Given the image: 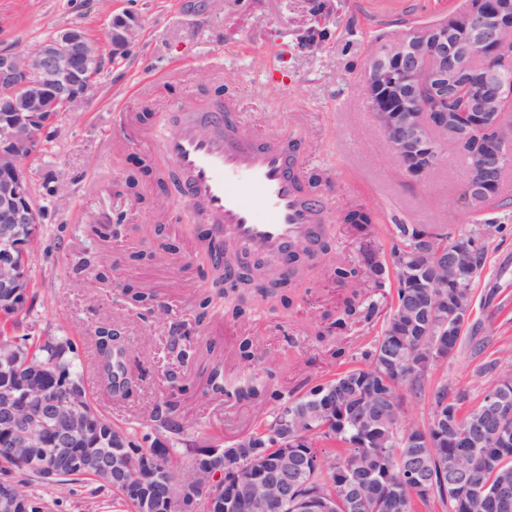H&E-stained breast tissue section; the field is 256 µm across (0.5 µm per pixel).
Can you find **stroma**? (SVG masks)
<instances>
[{
    "label": "stroma",
    "mask_w": 512,
    "mask_h": 512,
    "mask_svg": "<svg viewBox=\"0 0 512 512\" xmlns=\"http://www.w3.org/2000/svg\"><path fill=\"white\" fill-rule=\"evenodd\" d=\"M467 0H0V51L25 54L72 26L99 43L108 22L132 15L139 27L119 55L104 54L83 102L60 112L42 133L43 150L29 164L33 202L42 223L32 256V308L18 335L67 336L77 345L92 397L102 414L129 429L144 447L171 442L151 419L163 402L183 423L180 463L205 448H228L315 385L359 366L380 335L398 288L395 269L381 283L362 281L365 303L378 315L330 331V315L348 295L332 273L367 271L387 258L395 222L460 233L479 217L459 201L465 170L454 147L422 180L398 167L359 86L374 47L397 33L443 22ZM145 93L134 87L146 79ZM235 100L246 138L300 133L310 175L328 176L323 190L335 214L323 268L291 305L269 306L255 294L233 316L209 267L200 259L201 218L176 192L170 165L149 152L139 133L166 131L172 118ZM155 176L130 196L126 179L140 157ZM375 213L373 232L342 223L350 205ZM502 230L489 242L472 294L470 318L456 353L427 377L428 392L465 393L475 405L496 371H512V208L486 212ZM155 251L154 259L138 252ZM150 293L157 312L126 297ZM211 297L207 311L198 303ZM119 328L134 378L128 395L111 396L96 367L95 331ZM254 345L244 357V340ZM496 361V371L486 370ZM224 383L214 390L212 373ZM427 394L408 397L406 419H433ZM42 497L47 512H114L110 490L65 481L42 485L16 472Z\"/></svg>",
    "instance_id": "1"
}]
</instances>
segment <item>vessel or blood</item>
<instances>
[{
	"label": "vessel or blood",
	"instance_id": "1",
	"mask_svg": "<svg viewBox=\"0 0 512 512\" xmlns=\"http://www.w3.org/2000/svg\"><path fill=\"white\" fill-rule=\"evenodd\" d=\"M236 122L229 103L182 116L160 135L161 151L182 176L184 199L203 204L215 239L287 262L296 242L328 221L304 175L307 148L295 136L240 141Z\"/></svg>",
	"mask_w": 512,
	"mask_h": 512
}]
</instances>
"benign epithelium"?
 <instances>
[{"label":"benign epithelium","mask_w":512,"mask_h":512,"mask_svg":"<svg viewBox=\"0 0 512 512\" xmlns=\"http://www.w3.org/2000/svg\"><path fill=\"white\" fill-rule=\"evenodd\" d=\"M137 29L136 19L128 15L111 18L109 46L114 55L123 53ZM512 54V0H468L467 8L443 24L397 36L372 52L366 62L361 95L370 108L375 123L396 157L401 170L415 180L425 178L439 163V151L448 142L467 154L468 186L460 200L465 208L476 210L484 199L495 196L492 188L501 185L503 172L512 166V153L506 148L512 138V126L505 122L512 112V84L502 80L494 61ZM485 60L482 69L474 70L473 61ZM102 46L79 26L59 31L41 42L26 55L0 53V244L19 248L15 225L39 224L41 214L32 201L27 160L42 143L40 133L57 113L78 106L87 87L98 73ZM418 252L419 260L397 263L404 288L422 280L438 292L416 301L408 299L407 307L397 317L404 328L438 323L441 328H454L465 323L470 308L460 303L448 309L444 288L459 285L475 275L476 243L455 235L448 245L437 246L426 236ZM316 245L301 240L295 246L296 265L304 270L311 263ZM245 279L224 289V299L238 298L242 289L255 283H275L284 278L276 263L250 256ZM26 270L17 264L12 253H0V293L15 297L24 287ZM448 358V341L429 336L418 342L412 352L400 351L388 362L393 370L405 372L409 378H426L431 365ZM40 391L31 407L21 408L14 394L0 391V430L8 435L10 447L24 449L23 457H14L35 466L43 478L59 476L65 467L78 462L71 438L89 425V413L81 406L74 390L59 397L35 383L27 395ZM491 416L503 419V425L480 434L467 433L460 439L494 446L512 438V403L492 389L486 399ZM369 416L382 420L398 418L404 406L389 407L372 403L363 407ZM336 403L328 400L310 408L286 410L272 429L280 459L274 466L263 456L250 454L224 464L210 483L215 493L205 509L214 512H339L345 497L314 494L299 484L298 449L309 447L311 423L333 418ZM155 454L134 455L112 441V447L97 455L91 463L107 471L112 480L120 481L128 469L137 465L144 481L152 482L153 493L139 497L134 490L139 512H158L164 506L188 508L187 494L197 486L195 475L188 473L176 483L158 478ZM246 467L254 478L245 480L238 472ZM413 498L418 500L437 491L431 478L419 477L414 468ZM468 470L457 467L442 481L444 496L451 497L468 481ZM28 501L18 492L16 483L0 478V512H27Z\"/></svg>","instance_id":"1"}]
</instances>
